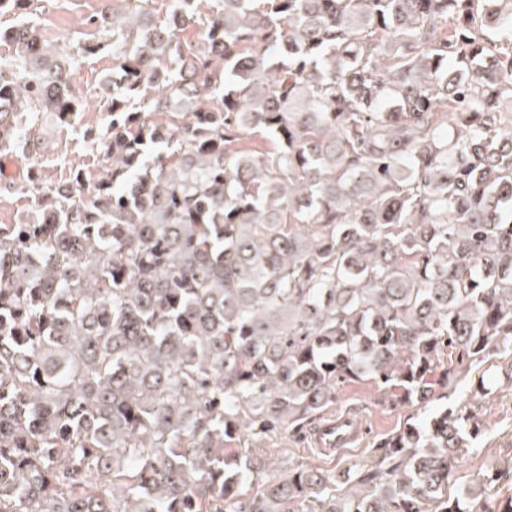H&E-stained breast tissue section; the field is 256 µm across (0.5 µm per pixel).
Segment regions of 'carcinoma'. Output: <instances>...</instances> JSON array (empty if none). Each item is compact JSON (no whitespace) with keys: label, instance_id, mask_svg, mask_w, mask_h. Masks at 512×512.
Instances as JSON below:
<instances>
[{"label":"carcinoma","instance_id":"1","mask_svg":"<svg viewBox=\"0 0 512 512\" xmlns=\"http://www.w3.org/2000/svg\"><path fill=\"white\" fill-rule=\"evenodd\" d=\"M165 2L90 18L107 172L63 192L35 156L79 110L71 68L0 29V173L37 196L0 225V512H512L494 468L448 495L482 432L430 407L512 355V0ZM365 377L419 412L378 460L242 501L224 444Z\"/></svg>","mask_w":512,"mask_h":512}]
</instances>
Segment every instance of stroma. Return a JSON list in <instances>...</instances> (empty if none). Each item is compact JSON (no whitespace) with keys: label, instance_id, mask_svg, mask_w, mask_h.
I'll use <instances>...</instances> for the list:
<instances>
[{"label":"stroma","instance_id":"obj_1","mask_svg":"<svg viewBox=\"0 0 512 512\" xmlns=\"http://www.w3.org/2000/svg\"><path fill=\"white\" fill-rule=\"evenodd\" d=\"M104 0H29L27 11L37 24L41 38L51 40L67 54L73 55L72 92L84 104L74 125L49 129L47 150L39 156V176L52 185L67 183L73 167L83 168L88 181H95L107 169V163L84 136L86 130L101 131L106 126L112 100V48L105 45L103 32L92 28L88 20L99 15ZM101 43L96 54L78 56L76 46L88 41ZM507 363L493 360L490 371L502 377L490 394L473 396L480 373L472 371L466 387L452 400L455 406L470 408L484 430L474 445L461 448L448 481L449 493H456L487 469H504L508 475L492 486L493 499L512 495V380L505 377ZM329 413H355L366 435L359 447L340 453L321 454L311 441L314 424L298 428L285 426L256 436L245 434L231 443L233 454L250 458L255 466L243 487L246 496H254L270 474H282L291 468H306L345 481L350 473L363 464L375 461L379 445L403 428L410 409L396 403L391 391L381 390L367 379H350L336 387V400Z\"/></svg>","mask_w":512,"mask_h":512}]
</instances>
